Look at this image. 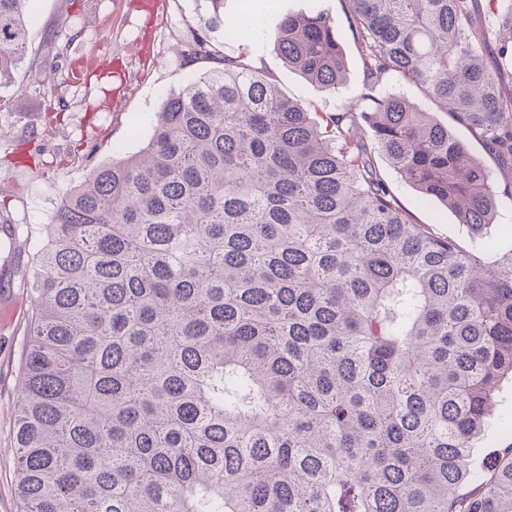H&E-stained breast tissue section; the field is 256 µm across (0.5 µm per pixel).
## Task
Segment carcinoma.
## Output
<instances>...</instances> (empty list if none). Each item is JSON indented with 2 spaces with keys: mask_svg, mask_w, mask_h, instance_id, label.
Returning a JSON list of instances; mask_svg holds the SVG:
<instances>
[{
  "mask_svg": "<svg viewBox=\"0 0 512 512\" xmlns=\"http://www.w3.org/2000/svg\"><path fill=\"white\" fill-rule=\"evenodd\" d=\"M178 49L212 67L137 153L63 197L31 269L13 437L20 512H512V445L474 442L512 380V249L412 221L377 148L480 239L512 199V95L475 0H347L366 86L420 87L511 171L408 99L312 115L224 54V0ZM29 0H0V86ZM512 60V10L498 21ZM323 91L335 22L272 34ZM512 442V432L509 434L503 433L497 423L496 419L492 420L485 430L484 437L481 438L476 447L472 449V460L476 464H483L490 466L493 464L496 453L501 448L507 447Z\"/></svg>",
  "mask_w": 512,
  "mask_h": 512,
  "instance_id": "carcinoma-1",
  "label": "carcinoma"
}]
</instances>
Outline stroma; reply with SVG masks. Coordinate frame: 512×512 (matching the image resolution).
<instances>
[{
	"mask_svg": "<svg viewBox=\"0 0 512 512\" xmlns=\"http://www.w3.org/2000/svg\"><path fill=\"white\" fill-rule=\"evenodd\" d=\"M157 14L135 0H31L26 58L14 83L0 87V512H17L13 441L19 363L32 301L34 254L64 194L93 169L137 152L149 140L166 98L197 79L206 63L176 54L209 0H159ZM329 14L346 59L343 82L321 91L290 70L271 35L291 14ZM253 18L243 32L224 30L225 54L275 81L311 112H336L364 91L365 71L349 27L347 0H224V17ZM48 80L52 111L34 81ZM383 178L416 223L475 250L479 242L441 204L420 202L383 156Z\"/></svg>",
	"mask_w": 512,
	"mask_h": 512,
	"instance_id": "obj_1",
	"label": "stroma"
}]
</instances>
